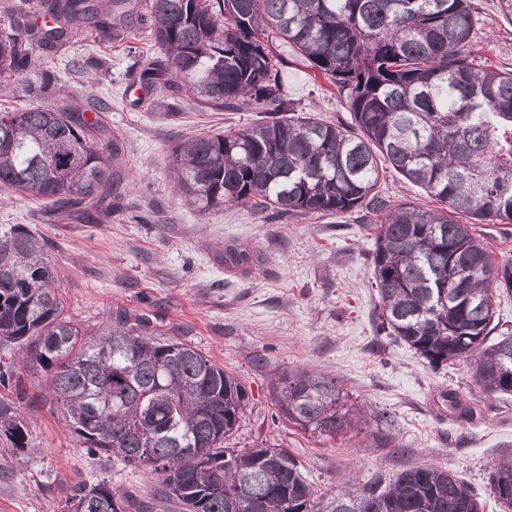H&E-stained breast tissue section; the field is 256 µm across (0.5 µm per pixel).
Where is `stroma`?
Instances as JSON below:
<instances>
[{
    "mask_svg": "<svg viewBox=\"0 0 512 512\" xmlns=\"http://www.w3.org/2000/svg\"><path fill=\"white\" fill-rule=\"evenodd\" d=\"M473 2L476 50L511 69L512 21L498 0ZM158 53L148 33L128 46L111 44L88 24L62 48L35 52L66 97L105 104L104 123L126 144L125 207L94 222L48 213L41 201L0 190V226L19 224L43 239L66 315L94 333L123 307L223 366L248 391L236 448L265 439L287 448L316 496L431 464L454 472L484 512H501L489 475L499 459L512 457V396L475 392L465 362L434 369L403 342L376 333L373 240L356 214L279 215L237 205L202 212L188 203L170 176L171 149L267 115L204 111L187 98L146 94L130 71L137 58ZM288 96L298 113L350 120L333 86L301 63L288 68ZM378 187L395 203L435 205L389 166ZM231 246L246 251L247 261L232 258ZM259 355L266 367L256 365ZM0 360L12 364L16 379L0 386L1 397L14 399L19 384L31 394L43 390L44 374L17 347H0ZM278 367L337 377L372 421L333 437L288 424L271 384ZM452 393L468 400L472 415L450 408ZM25 420V452L0 437V512H63L74 484L101 479L151 505L155 484L146 473L88 454L59 411L30 407Z\"/></svg>",
    "mask_w": 512,
    "mask_h": 512,
    "instance_id": "obj_1",
    "label": "stroma"
}]
</instances>
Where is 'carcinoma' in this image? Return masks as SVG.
<instances>
[{"mask_svg": "<svg viewBox=\"0 0 512 512\" xmlns=\"http://www.w3.org/2000/svg\"><path fill=\"white\" fill-rule=\"evenodd\" d=\"M45 22L17 21L0 39V88L36 60L29 46L65 45L91 21L123 41L138 26L164 52L142 80L204 110L292 112L288 58L336 86L352 122L271 119L175 146L169 167L203 211L224 204L280 214L361 211L376 230V333L433 369L463 360L484 394L512 395V333L496 329L494 299L512 295V262H496L478 224L512 223V70L478 59L471 0H40ZM46 71L31 91L56 96ZM123 141L91 102L0 112V187L78 217L123 208ZM438 206L395 204L378 190V158ZM127 309L95 336L64 315L43 244L19 225L0 231V344H16L47 375L48 401L80 447L148 471L156 501L186 512H483L450 470L410 466L392 479L346 484L317 498L298 460L268 444L235 449L248 402L232 374L190 344L160 340ZM280 413L317 436L368 421L335 377L273 369ZM0 397V434L31 447L19 407ZM490 487L512 512V459ZM129 495L81 483L64 512H128Z\"/></svg>", "mask_w": 512, "mask_h": 512, "instance_id": "obj_1", "label": "carcinoma"}]
</instances>
